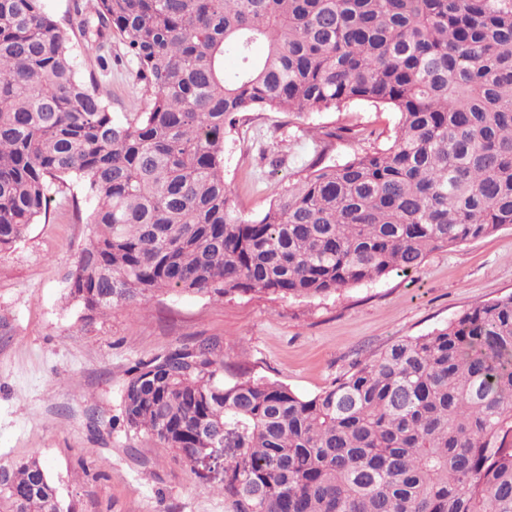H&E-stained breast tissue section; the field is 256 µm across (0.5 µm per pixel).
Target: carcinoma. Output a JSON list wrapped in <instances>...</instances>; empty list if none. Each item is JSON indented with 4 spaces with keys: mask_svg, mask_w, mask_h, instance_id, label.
Listing matches in <instances>:
<instances>
[{
    "mask_svg": "<svg viewBox=\"0 0 512 512\" xmlns=\"http://www.w3.org/2000/svg\"><path fill=\"white\" fill-rule=\"evenodd\" d=\"M149 96L108 111L44 0H0V252L67 203L92 237L68 273L91 321L175 291L315 297L512 226V0H73ZM261 43L267 51L256 56ZM239 65L224 71V56ZM357 102L393 142L318 158L245 219L224 139L245 112ZM123 426L196 465L224 439V512H512V294L394 341L303 396L224 382L219 344L138 362ZM0 512H71L47 464L0 460Z\"/></svg>",
    "mask_w": 512,
    "mask_h": 512,
    "instance_id": "cac0c4a2",
    "label": "carcinoma"
}]
</instances>
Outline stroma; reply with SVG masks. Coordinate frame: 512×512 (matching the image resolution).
<instances>
[{
  "label": "stroma",
  "mask_w": 512,
  "mask_h": 512,
  "mask_svg": "<svg viewBox=\"0 0 512 512\" xmlns=\"http://www.w3.org/2000/svg\"><path fill=\"white\" fill-rule=\"evenodd\" d=\"M82 80L98 79L109 112L148 103L136 66L112 43L103 75L79 27L70 30ZM396 113L358 102L302 118L284 112L239 115L224 146V178L235 210L262 215L318 152L342 163L387 145ZM355 136L322 148L321 128ZM90 228L66 205L31 225L0 253V459L39 454L73 512H224L221 472L199 478L153 438L117 424L127 372L181 344L218 340L224 379L264 376L313 396L393 341L420 336L472 306L512 293V227L430 253L415 270L392 272L336 293L281 298L249 293L209 298L168 292L145 310L115 308L83 321L69 303L66 276Z\"/></svg>",
  "instance_id": "stroma-1"
}]
</instances>
